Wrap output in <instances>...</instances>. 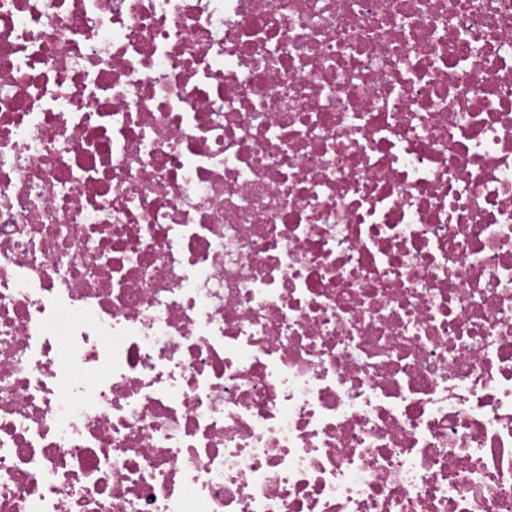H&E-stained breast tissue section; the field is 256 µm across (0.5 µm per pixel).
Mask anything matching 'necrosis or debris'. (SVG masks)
Segmentation results:
<instances>
[{
	"label": "necrosis or debris",
	"mask_w": 512,
	"mask_h": 512,
	"mask_svg": "<svg viewBox=\"0 0 512 512\" xmlns=\"http://www.w3.org/2000/svg\"><path fill=\"white\" fill-rule=\"evenodd\" d=\"M0 512H512V0H0Z\"/></svg>",
	"instance_id": "obj_1"
}]
</instances>
